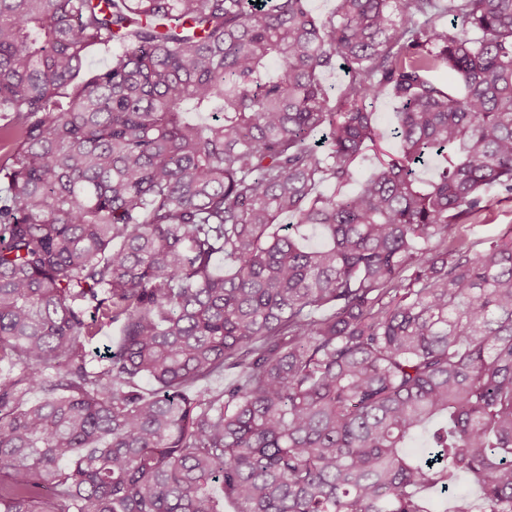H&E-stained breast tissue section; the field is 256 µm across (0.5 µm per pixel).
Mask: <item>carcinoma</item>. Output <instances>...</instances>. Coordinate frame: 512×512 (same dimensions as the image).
Wrapping results in <instances>:
<instances>
[{
	"instance_id": "1",
	"label": "carcinoma",
	"mask_w": 512,
	"mask_h": 512,
	"mask_svg": "<svg viewBox=\"0 0 512 512\" xmlns=\"http://www.w3.org/2000/svg\"><path fill=\"white\" fill-rule=\"evenodd\" d=\"M9 140L0 512H512V0H0ZM485 201L486 207L459 227V233L474 252L481 251L488 241L512 225V195L493 188L485 192ZM111 340L112 344L115 345L119 340V332L114 325L104 326L87 348L88 355L86 359L89 367H97L101 364L99 350L103 353V347L108 345Z\"/></svg>"
}]
</instances>
